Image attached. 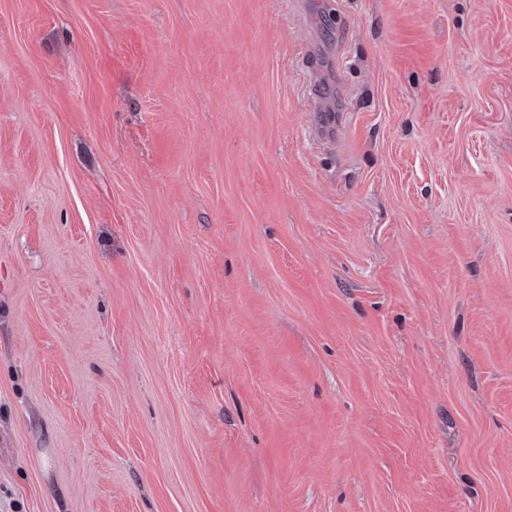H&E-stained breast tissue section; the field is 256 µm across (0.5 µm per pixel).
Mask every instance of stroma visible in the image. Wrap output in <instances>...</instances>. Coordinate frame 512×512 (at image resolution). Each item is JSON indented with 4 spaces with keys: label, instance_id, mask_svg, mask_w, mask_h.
<instances>
[{
    "label": "stroma",
    "instance_id": "35a3bbf8",
    "mask_svg": "<svg viewBox=\"0 0 512 512\" xmlns=\"http://www.w3.org/2000/svg\"><path fill=\"white\" fill-rule=\"evenodd\" d=\"M0 512H512V0H0Z\"/></svg>",
    "mask_w": 512,
    "mask_h": 512
}]
</instances>
